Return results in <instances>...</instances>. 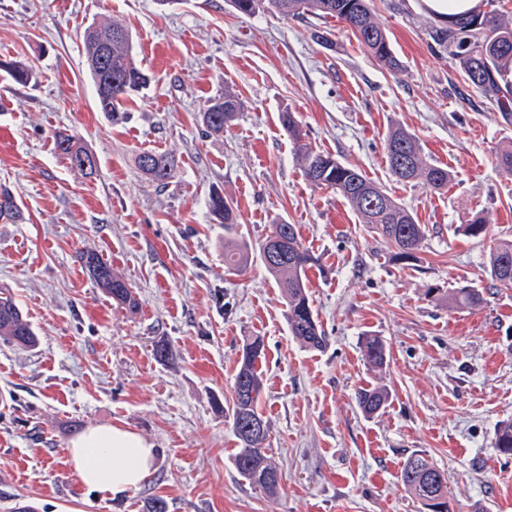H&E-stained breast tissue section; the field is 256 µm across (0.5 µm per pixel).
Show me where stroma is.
Here are the masks:
<instances>
[{
    "label": "stroma",
    "instance_id": "35a3bbf8",
    "mask_svg": "<svg viewBox=\"0 0 512 512\" xmlns=\"http://www.w3.org/2000/svg\"><path fill=\"white\" fill-rule=\"evenodd\" d=\"M403 68L392 73L333 18L245 15L228 0H0V60L37 75L22 86L0 71V185L22 218L0 220V289L21 306L37 342H0V512H428L399 481L421 454L448 479L449 512H512V456L494 429L512 419V288L493 285L489 251L512 241V111L464 83L436 35L448 28L422 0H373ZM131 32L147 90L124 101V120L96 106L79 38L95 19ZM232 91L246 103L223 137L203 135L207 101ZM306 139L385 185L427 235L413 259L360 224L346 201L310 185L280 115ZM413 133L448 170L436 190L393 181L386 134ZM75 135L94 155L84 176L54 149ZM173 152L177 174L146 182L138 150ZM220 188L236 231L259 249L275 224L296 225L318 259L308 271L325 348L290 335L286 301L261 262L224 269V225L209 211ZM487 220L488 233L461 225ZM98 253L132 288L129 312L90 278ZM471 283L476 309L442 296ZM263 337L259 411L281 472L270 497L232 466L238 442L225 415L247 338ZM381 337L382 372L362 337ZM170 344L159 362L155 345ZM385 386L366 417L354 395ZM119 424L151 441L155 470L135 491L87 494L70 463L87 427Z\"/></svg>",
    "mask_w": 512,
    "mask_h": 512
}]
</instances>
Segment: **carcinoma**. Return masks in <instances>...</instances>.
<instances>
[{
  "label": "carcinoma",
  "instance_id": "cac0c4a2",
  "mask_svg": "<svg viewBox=\"0 0 512 512\" xmlns=\"http://www.w3.org/2000/svg\"><path fill=\"white\" fill-rule=\"evenodd\" d=\"M231 3L237 11L247 15L266 12L284 18L306 15L335 18L381 66L390 71L401 70L388 34L376 19L372 0H231ZM81 40L84 63L96 88L97 107L117 122L124 118L122 100L138 94L148 83L147 75L133 57L129 31L117 20L104 24L92 22L84 28ZM441 40L448 43L451 53L460 59L463 78L469 85L493 98L500 108L512 106V85L499 83L503 72L512 70V26L496 11L460 16L450 22ZM0 70L19 85L36 80L35 73L19 61H0ZM243 109V101L230 91L211 99L200 112L205 134L224 135V128ZM281 124L293 142L306 180L314 187L332 189L342 196L361 223L369 225L390 243L398 257H414L425 241L426 228L417 223L413 213L361 170L303 140L294 113H281ZM55 147L70 168L86 175L93 172L94 156L74 137H56ZM385 149L388 169L395 181L421 179L437 190L448 185V171L425 160L415 135L407 129L391 127ZM134 162L146 180L158 188L166 186L176 170V159L170 152L141 150ZM208 206L211 214L224 223V233H232L236 224L232 199L223 190L215 189L209 196ZM19 213L15 197L0 186V219L13 222ZM260 259L286 298L290 335L303 348H324L326 336L311 306L307 287V271L316 263V258L302 245L296 225H274L273 233L260 246ZM80 260L93 281L114 303L131 312L137 308L138 302L131 289L99 254L86 251L81 253ZM251 263L252 253L247 245L224 239V266L229 272L243 273ZM489 276L496 284L512 287L511 241L497 242L491 247ZM483 302L484 289L474 285L448 293V304L456 308L474 309ZM0 339L21 347H30L36 341L23 312L14 299L4 293L0 295ZM264 351V340L260 336L252 337L243 346L233 381L232 406L227 415L239 445L233 466L253 488L275 496L280 490V473L267 455L265 443L269 426L258 411L262 378L256 363L264 356ZM361 352L371 367L385 366L387 349L380 337H362ZM388 399L389 393L382 385L362 387L355 394L356 406L366 417L383 410ZM494 447L505 455H512V420L497 425ZM399 479L430 512H448L447 478L428 459L420 454L410 455L401 468Z\"/></svg>",
  "mask_w": 512,
  "mask_h": 512
}]
</instances>
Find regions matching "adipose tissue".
Returning <instances> with one entry per match:
<instances>
[{
	"mask_svg": "<svg viewBox=\"0 0 512 512\" xmlns=\"http://www.w3.org/2000/svg\"><path fill=\"white\" fill-rule=\"evenodd\" d=\"M81 484L104 498L138 489L154 470L155 449L140 434L117 425L86 428L70 445Z\"/></svg>",
	"mask_w": 512,
	"mask_h": 512,
	"instance_id": "ef3b65f1",
	"label": "adipose tissue"
}]
</instances>
